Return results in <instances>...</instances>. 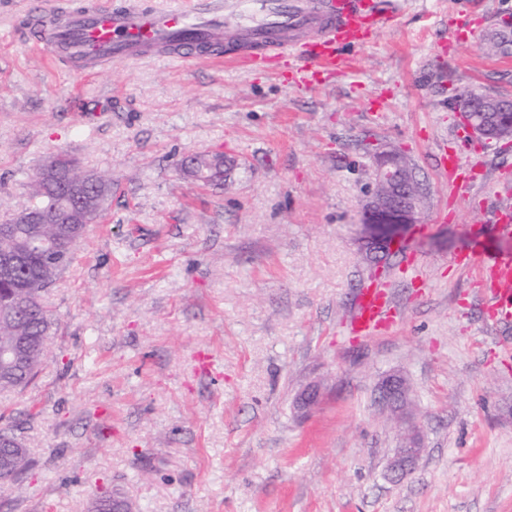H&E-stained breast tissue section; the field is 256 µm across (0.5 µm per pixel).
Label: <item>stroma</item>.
I'll return each mask as SVG.
<instances>
[{"mask_svg": "<svg viewBox=\"0 0 512 512\" xmlns=\"http://www.w3.org/2000/svg\"><path fill=\"white\" fill-rule=\"evenodd\" d=\"M33 6L0 0V210L30 205V176L59 154L110 172L112 197L44 296L50 359L0 393L32 462L0 481V512H86L104 492L132 512H512V326L486 319L475 271L451 263L512 252V238L492 228L488 187L459 202L439 171L470 152L512 184V141L460 138L455 103L512 98V57L488 47L512 0H405L355 77L305 91L206 54L76 78L21 35ZM464 13L486 24L449 43ZM385 144L424 198L420 224L375 263L360 204ZM197 153L221 156L220 179L183 168ZM407 253L427 287L401 274ZM370 276L400 321L355 338ZM393 372L405 420L375 401ZM308 384L323 397L301 412ZM411 429L425 451L395 483L387 462Z\"/></svg>", "mask_w": 512, "mask_h": 512, "instance_id": "1", "label": "stroma"}]
</instances>
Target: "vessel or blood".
Here are the masks:
<instances>
[{
	"instance_id": "1",
	"label": "vessel or blood",
	"mask_w": 512,
	"mask_h": 512,
	"mask_svg": "<svg viewBox=\"0 0 512 512\" xmlns=\"http://www.w3.org/2000/svg\"><path fill=\"white\" fill-rule=\"evenodd\" d=\"M402 10L403 0H192L187 8L168 0L51 5L39 7L30 37L76 74L150 56L187 61L192 46L205 42L215 46V58L236 65L287 60L280 74L284 84L307 90L324 78L356 73L355 52L365 49L372 35L396 27ZM440 171L461 202L482 175L475 161L455 154L442 158ZM454 262L475 270L486 290L489 318L512 321V253L491 260L461 255ZM395 316L383 289L362 288L348 330L371 335L392 326Z\"/></svg>"
}]
</instances>
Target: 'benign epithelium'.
I'll return each instance as SVG.
<instances>
[{
	"instance_id": "7a95c632",
	"label": "benign epithelium",
	"mask_w": 512,
	"mask_h": 512,
	"mask_svg": "<svg viewBox=\"0 0 512 512\" xmlns=\"http://www.w3.org/2000/svg\"><path fill=\"white\" fill-rule=\"evenodd\" d=\"M471 129L481 139L500 141L512 138V118L494 129H488L483 117L474 113ZM194 176L206 183L210 180L211 159L194 156L187 160ZM103 181L98 172H82L62 183L60 204L54 208L29 207L19 211V224H73L84 223L87 201L100 194ZM421 199L418 182L404 157L395 149L385 147L375 154L374 188L361 204V220L366 229V246L371 254L384 253L403 239L406 227L420 223ZM25 256L16 252L0 254V281H12V270ZM31 343L28 337L17 339V346L0 355V372L7 373L22 362L21 350ZM405 378L397 373L387 375L379 385L382 404L399 408L406 400ZM320 389L311 385L297 397L303 410L315 407L320 400ZM424 452L423 439L411 432L394 449L388 461L392 481L399 482L411 474Z\"/></svg>"
}]
</instances>
